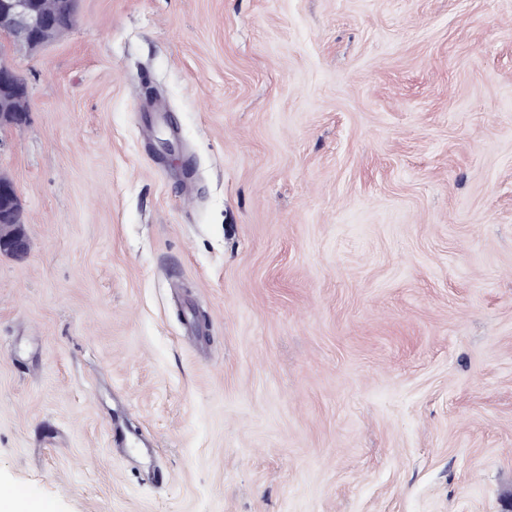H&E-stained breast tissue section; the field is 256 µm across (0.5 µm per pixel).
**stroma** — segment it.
I'll return each mask as SVG.
<instances>
[{"instance_id": "1", "label": "stroma", "mask_w": 512, "mask_h": 512, "mask_svg": "<svg viewBox=\"0 0 512 512\" xmlns=\"http://www.w3.org/2000/svg\"><path fill=\"white\" fill-rule=\"evenodd\" d=\"M4 50L0 487L504 512L512 0H78ZM27 87L17 69L11 64L0 65V94H19ZM21 199L16 185L11 181L0 183V252L15 257L26 256L29 252V241L20 224H12Z\"/></svg>"}]
</instances>
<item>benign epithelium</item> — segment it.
I'll use <instances>...</instances> for the list:
<instances>
[{
	"label": "benign epithelium",
	"instance_id": "1",
	"mask_svg": "<svg viewBox=\"0 0 512 512\" xmlns=\"http://www.w3.org/2000/svg\"><path fill=\"white\" fill-rule=\"evenodd\" d=\"M75 0H58L54 10L42 7L40 0H0V35L12 44L36 50L44 45L42 35L59 23L61 14L73 7ZM27 87L17 69L0 65V94H19ZM21 199L16 185L0 183V252L23 257L29 252V241L19 224L13 223Z\"/></svg>",
	"mask_w": 512,
	"mask_h": 512
}]
</instances>
